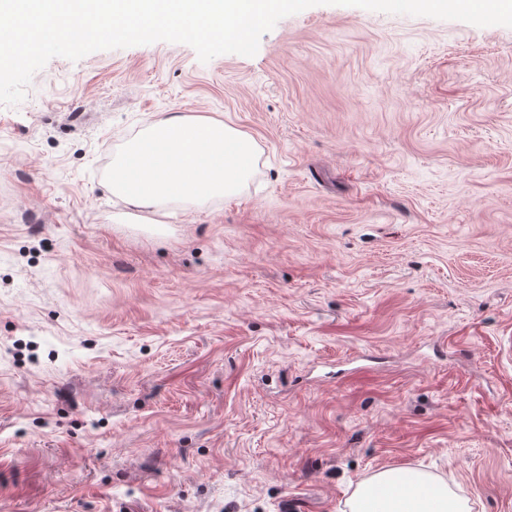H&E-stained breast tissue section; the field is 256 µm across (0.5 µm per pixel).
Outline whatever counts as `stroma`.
<instances>
[{"label":"stroma","mask_w":512,"mask_h":512,"mask_svg":"<svg viewBox=\"0 0 512 512\" xmlns=\"http://www.w3.org/2000/svg\"><path fill=\"white\" fill-rule=\"evenodd\" d=\"M174 113L259 158L147 224L105 173ZM399 467L512 512V28L316 5L0 106V512H349Z\"/></svg>","instance_id":"obj_1"}]
</instances>
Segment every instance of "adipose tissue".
<instances>
[{"mask_svg": "<svg viewBox=\"0 0 512 512\" xmlns=\"http://www.w3.org/2000/svg\"><path fill=\"white\" fill-rule=\"evenodd\" d=\"M350 512H471V505L425 474L387 469L356 489Z\"/></svg>", "mask_w": 512, "mask_h": 512, "instance_id": "obj_1", "label": "adipose tissue"}]
</instances>
